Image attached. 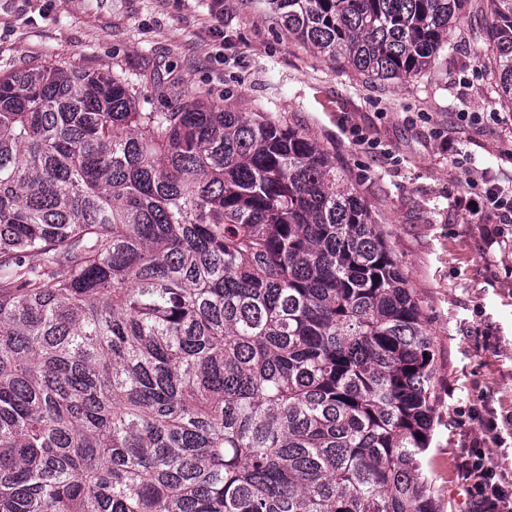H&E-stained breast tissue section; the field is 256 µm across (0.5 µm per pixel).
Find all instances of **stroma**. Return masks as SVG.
<instances>
[{
  "label": "stroma",
  "instance_id": "stroma-1",
  "mask_svg": "<svg viewBox=\"0 0 512 512\" xmlns=\"http://www.w3.org/2000/svg\"><path fill=\"white\" fill-rule=\"evenodd\" d=\"M491 22L485 0H469L426 72L380 81L289 37L257 0H0V74L51 60L155 69L183 98L282 121L335 155L421 301L438 365L429 470L441 512H469L448 477L449 455L475 435L466 412L512 414V240L489 245L496 217L464 205L483 177L512 187Z\"/></svg>",
  "mask_w": 512,
  "mask_h": 512
}]
</instances>
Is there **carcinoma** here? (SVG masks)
<instances>
[{"label": "carcinoma", "mask_w": 512, "mask_h": 512, "mask_svg": "<svg viewBox=\"0 0 512 512\" xmlns=\"http://www.w3.org/2000/svg\"><path fill=\"white\" fill-rule=\"evenodd\" d=\"M466 2L260 0L379 80ZM147 81L166 110L122 72L0 76V512H438L433 340L336 157Z\"/></svg>", "instance_id": "1"}]
</instances>
